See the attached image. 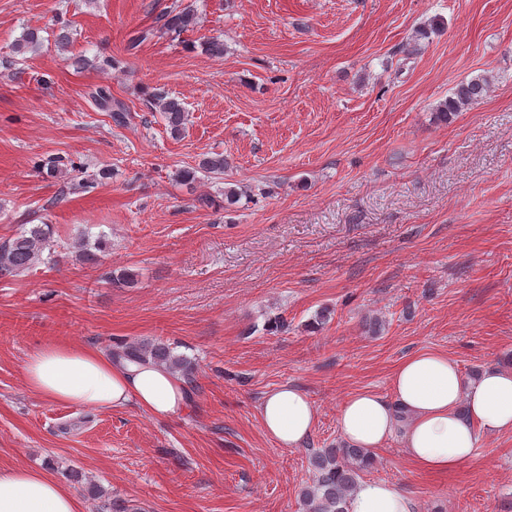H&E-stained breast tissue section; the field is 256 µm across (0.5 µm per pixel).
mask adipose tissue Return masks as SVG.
I'll return each instance as SVG.
<instances>
[{
    "label": "adipose tissue",
    "instance_id": "obj_1",
    "mask_svg": "<svg viewBox=\"0 0 512 512\" xmlns=\"http://www.w3.org/2000/svg\"><path fill=\"white\" fill-rule=\"evenodd\" d=\"M24 381L47 401L97 410L132 404L168 418L190 405L185 382L165 367L68 342L31 353ZM391 388L388 398L365 391L342 403L337 425L346 443L374 451L397 438L419 469L448 473L473 456L482 435L512 432V368L492 365L471 377L448 354L423 351L396 366ZM259 413L265 434L289 448L301 446L316 423L307 395L288 383L264 395ZM0 512H83V506L44 471L0 465ZM345 512H415V504L400 485L370 481L348 496Z\"/></svg>",
    "mask_w": 512,
    "mask_h": 512
}]
</instances>
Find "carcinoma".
<instances>
[{"instance_id": "carcinoma-1", "label": "carcinoma", "mask_w": 512, "mask_h": 512, "mask_svg": "<svg viewBox=\"0 0 512 512\" xmlns=\"http://www.w3.org/2000/svg\"><path fill=\"white\" fill-rule=\"evenodd\" d=\"M162 28L166 31L182 32L197 25V18L192 10L183 9L176 13L161 16ZM39 30L29 28L13 46V51L22 54L34 52L41 45ZM489 81L483 76H476L458 83L448 99L439 103L435 116L440 122L450 121L460 109L477 105L487 95ZM95 104L112 113L113 121L123 126L128 115L125 106L112 98L108 86H99L92 92ZM154 104L163 114L171 135L178 137L185 129L187 113L184 103L165 94H158ZM226 161L222 154L204 156L198 166L177 172L180 181L191 184L196 181L197 172L210 178L219 179L224 175ZM52 225L24 224L10 240L0 245V277H13L33 269L37 265H52L56 262L52 250ZM104 241L94 244L80 242L74 245L76 259L94 263L98 253L103 251ZM115 358L133 361L151 362L161 365L181 377L189 380L194 373V365L182 355L174 353V348L162 342H134L120 346L112 351ZM309 463L314 475L312 483L303 486L299 498L304 512H344L347 497L356 489L362 474L373 466V455L365 448L339 446L320 448L312 453Z\"/></svg>"}]
</instances>
